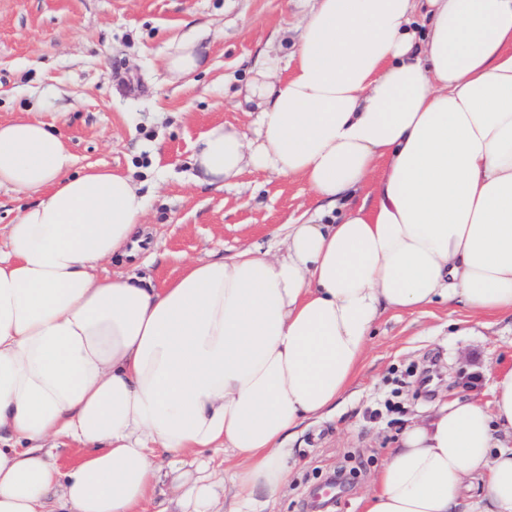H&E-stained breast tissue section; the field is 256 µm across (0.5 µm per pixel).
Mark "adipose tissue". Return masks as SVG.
Here are the masks:
<instances>
[{"label": "adipose tissue", "instance_id": "obj_1", "mask_svg": "<svg viewBox=\"0 0 512 512\" xmlns=\"http://www.w3.org/2000/svg\"><path fill=\"white\" fill-rule=\"evenodd\" d=\"M187 34L165 57L194 75ZM282 82L253 84L254 136L212 125L199 183L245 168L305 181L320 206L284 253L188 263L166 286L136 265L146 197L106 168L73 172L53 124L0 123V188L30 196L0 226V512H139L170 467L230 452L214 484L177 485L171 512L277 502L302 424L335 411L386 312L434 303L471 323L512 315V0H315ZM372 205H353L360 191ZM406 424L363 512H512V367ZM80 449L60 468L52 448ZM203 456L210 461V468L207 473L211 474V481L219 483L230 471L234 462L224 460V449L210 448L203 453Z\"/></svg>", "mask_w": 512, "mask_h": 512}]
</instances>
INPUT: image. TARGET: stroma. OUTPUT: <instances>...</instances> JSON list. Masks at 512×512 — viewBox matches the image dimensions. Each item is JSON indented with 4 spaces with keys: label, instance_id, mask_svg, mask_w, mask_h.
<instances>
[{
    "label": "stroma",
    "instance_id": "stroma-1",
    "mask_svg": "<svg viewBox=\"0 0 512 512\" xmlns=\"http://www.w3.org/2000/svg\"><path fill=\"white\" fill-rule=\"evenodd\" d=\"M311 0H0V122L55 123L77 167L132 176L147 197L142 218L164 287L192 260L253 247L283 252L285 227L318 201L299 179L245 170L217 191L197 185L193 142L215 123L254 134L244 85L265 59L287 57ZM192 33L204 69L172 82L165 55ZM464 310L435 303L388 312L334 414L299 429L288 487L266 512H362L407 419L461 394L489 401L495 371L512 365V317H487L456 333ZM393 411H385L386 402Z\"/></svg>",
    "mask_w": 512,
    "mask_h": 512
}]
</instances>
